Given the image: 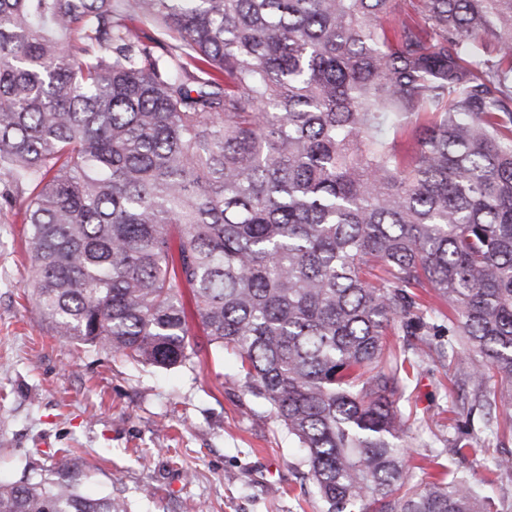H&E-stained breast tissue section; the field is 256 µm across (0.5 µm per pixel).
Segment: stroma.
Listing matches in <instances>:
<instances>
[{
    "label": "stroma",
    "instance_id": "obj_1",
    "mask_svg": "<svg viewBox=\"0 0 512 512\" xmlns=\"http://www.w3.org/2000/svg\"><path fill=\"white\" fill-rule=\"evenodd\" d=\"M32 293L27 227L1 211L0 481L62 467L83 492L121 498L128 512H323L299 448L244 390L235 357L210 345L191 291V354L170 368L76 346ZM459 367L428 361L415 376L409 455L447 434L448 378ZM492 456L512 457V444L480 438L466 460L440 461L477 481Z\"/></svg>",
    "mask_w": 512,
    "mask_h": 512
}]
</instances>
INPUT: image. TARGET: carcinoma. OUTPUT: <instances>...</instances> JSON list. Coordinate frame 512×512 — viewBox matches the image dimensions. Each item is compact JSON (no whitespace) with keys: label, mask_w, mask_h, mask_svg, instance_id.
<instances>
[{"label":"carcinoma","mask_w":512,"mask_h":512,"mask_svg":"<svg viewBox=\"0 0 512 512\" xmlns=\"http://www.w3.org/2000/svg\"><path fill=\"white\" fill-rule=\"evenodd\" d=\"M121 2L0 0V210L25 203L38 307L167 368L189 288L324 512H507L407 466L399 397L457 356L448 452L512 432V0ZM0 512L127 506L41 474Z\"/></svg>","instance_id":"cac0c4a2"}]
</instances>
